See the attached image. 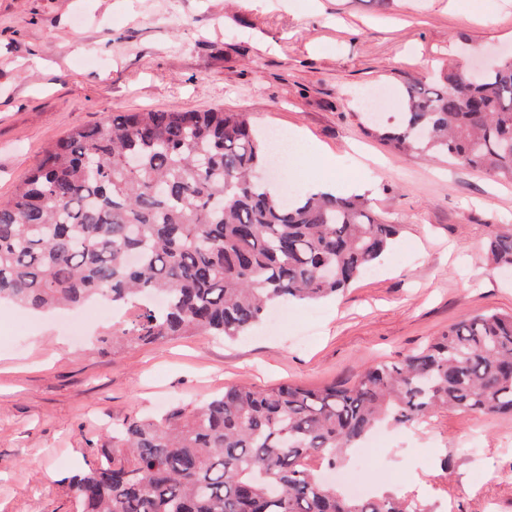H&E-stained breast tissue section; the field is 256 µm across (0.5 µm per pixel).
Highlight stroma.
<instances>
[{
  "mask_svg": "<svg viewBox=\"0 0 512 512\" xmlns=\"http://www.w3.org/2000/svg\"><path fill=\"white\" fill-rule=\"evenodd\" d=\"M512 53V0H0V202L45 152L115 112L249 113L257 128L306 135L294 191L365 185L401 232L378 270L342 295L294 305L274 336L205 335L127 347L125 316L73 342L50 313L0 303V512H75L64 480L85 468L113 421L193 407L224 386L352 381L449 324L512 314V272L487 263L492 231L512 225V184L462 164L392 151L363 131L360 91L402 110L409 81ZM367 477L422 512H512V414L444 409L389 427Z\"/></svg>",
  "mask_w": 512,
  "mask_h": 512,
  "instance_id": "stroma-1",
  "label": "stroma"
}]
</instances>
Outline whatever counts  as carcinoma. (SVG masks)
<instances>
[{
	"instance_id": "1",
	"label": "carcinoma",
	"mask_w": 512,
	"mask_h": 512,
	"mask_svg": "<svg viewBox=\"0 0 512 512\" xmlns=\"http://www.w3.org/2000/svg\"><path fill=\"white\" fill-rule=\"evenodd\" d=\"M368 133L395 151L512 180V55L474 78L405 86L403 112ZM267 134L245 112H114L69 132L0 202V300L33 311L94 297L129 307L130 345L245 335L273 306L337 295L380 261L400 226L355 195L284 202ZM512 270V227L489 238ZM162 295L154 307L146 300ZM512 413V315L464 318L349 385L228 386L202 406L112 424L67 487L80 512H422L406 497H354L309 461L342 463L384 422L441 408Z\"/></svg>"
}]
</instances>
